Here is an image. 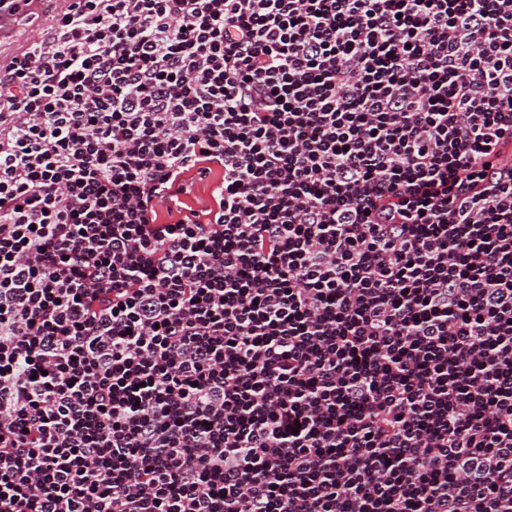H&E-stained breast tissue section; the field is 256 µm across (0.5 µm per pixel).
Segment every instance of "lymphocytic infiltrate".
I'll return each mask as SVG.
<instances>
[{
    "mask_svg": "<svg viewBox=\"0 0 512 512\" xmlns=\"http://www.w3.org/2000/svg\"><path fill=\"white\" fill-rule=\"evenodd\" d=\"M511 150L512 0H68L0 63V512H512Z\"/></svg>",
    "mask_w": 512,
    "mask_h": 512,
    "instance_id": "1",
    "label": "lymphocytic infiltrate"
}]
</instances>
